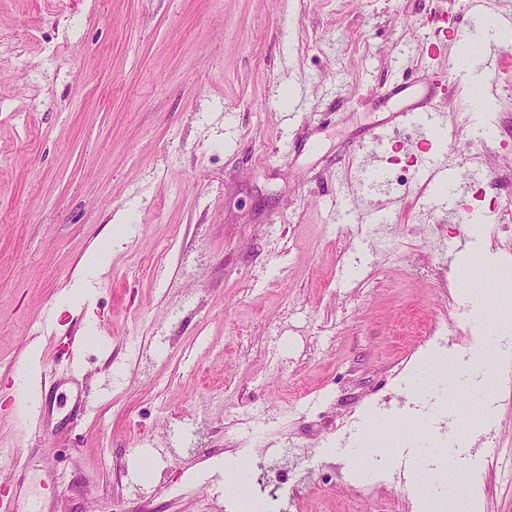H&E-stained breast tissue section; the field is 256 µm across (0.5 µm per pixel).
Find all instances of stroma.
Here are the masks:
<instances>
[{"mask_svg": "<svg viewBox=\"0 0 512 512\" xmlns=\"http://www.w3.org/2000/svg\"><path fill=\"white\" fill-rule=\"evenodd\" d=\"M444 0H0V488L45 512H422L436 465L402 438L377 480L351 468L367 417L426 418L421 357L470 354L512 273V83L472 110L445 100L455 143L484 165L458 223L403 153L394 189L355 199L349 147L407 96ZM127 222L116 228L114 217ZM122 234L91 275L93 243ZM81 297L61 309L65 289ZM39 349L38 413L21 404ZM79 358L72 369L69 354ZM93 406L76 424L74 394ZM465 443L472 512H512V354L490 360Z\"/></svg>", "mask_w": 512, "mask_h": 512, "instance_id": "35a3bbf8", "label": "stroma"}]
</instances>
